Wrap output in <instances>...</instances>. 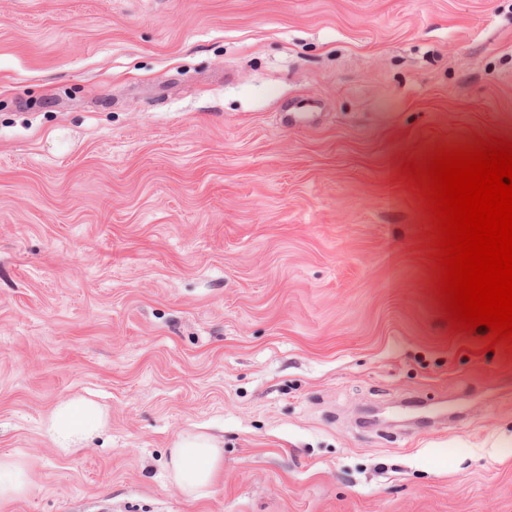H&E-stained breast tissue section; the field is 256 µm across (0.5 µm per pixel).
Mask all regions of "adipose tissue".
Here are the masks:
<instances>
[{
	"mask_svg": "<svg viewBox=\"0 0 512 512\" xmlns=\"http://www.w3.org/2000/svg\"><path fill=\"white\" fill-rule=\"evenodd\" d=\"M106 415L89 400H66L50 412L44 432L53 447L68 455L98 435ZM170 480L184 496H203L224 469L223 444L205 433H184L174 442L168 461ZM32 490L27 461L0 455V505L26 497Z\"/></svg>",
	"mask_w": 512,
	"mask_h": 512,
	"instance_id": "adipose-tissue-1",
	"label": "adipose tissue"
}]
</instances>
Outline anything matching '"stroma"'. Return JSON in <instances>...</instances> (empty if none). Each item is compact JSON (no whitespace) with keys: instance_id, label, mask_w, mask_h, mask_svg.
<instances>
[{"instance_id":"stroma-1","label":"stroma","mask_w":512,"mask_h":512,"mask_svg":"<svg viewBox=\"0 0 512 512\" xmlns=\"http://www.w3.org/2000/svg\"><path fill=\"white\" fill-rule=\"evenodd\" d=\"M492 136L512 0H0V512H512V351L451 330L400 174ZM106 426V415L89 400H66L50 412L44 432L53 447L64 455L82 448ZM223 442L205 433H184L170 448V480L184 496L197 499L224 471ZM31 490L27 461L16 455H0V505L22 499Z\"/></svg>"}]
</instances>
